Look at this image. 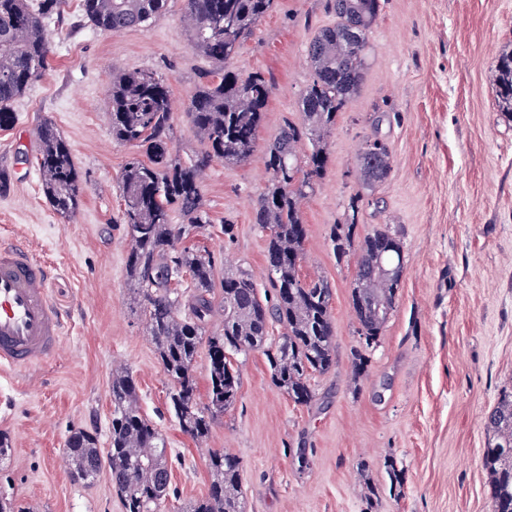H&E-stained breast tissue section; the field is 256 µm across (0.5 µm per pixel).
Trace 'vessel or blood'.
Listing matches in <instances>:
<instances>
[{
  "mask_svg": "<svg viewBox=\"0 0 512 512\" xmlns=\"http://www.w3.org/2000/svg\"><path fill=\"white\" fill-rule=\"evenodd\" d=\"M49 270L21 244L0 245V366L21 369L59 349L61 316L48 288Z\"/></svg>",
  "mask_w": 512,
  "mask_h": 512,
  "instance_id": "vessel-or-blood-1",
  "label": "vessel or blood"
}]
</instances>
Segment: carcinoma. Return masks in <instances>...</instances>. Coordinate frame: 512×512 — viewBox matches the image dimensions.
Masks as SVG:
<instances>
[{"mask_svg":"<svg viewBox=\"0 0 512 512\" xmlns=\"http://www.w3.org/2000/svg\"><path fill=\"white\" fill-rule=\"evenodd\" d=\"M168 0H80L92 27L117 33L155 19ZM62 0H0V129L14 125L11 105L48 66L51 41L46 22L60 13ZM273 0H184L183 21L194 47L211 63L185 105L191 124L207 149L189 161L172 155V102L156 73L140 70L112 76L108 90L112 139L142 149L146 159L129 160L120 179V223L128 226L127 273L168 381L169 402L183 433L205 439L239 388L234 357L262 351L273 383L298 405L317 400L310 380L335 362L332 292L322 279L305 281L300 263L307 238L300 203L315 188L326 165L324 135L363 77L367 33L379 0H332L336 23L320 29L308 46L312 80L301 95L303 124L291 122L267 146L270 178L255 206V223L266 233V263L272 295L262 299L246 269L222 281V332L205 335L215 311L212 301L215 260L211 252L184 245L190 232L211 223L202 203L200 181L215 158L229 163L253 152L263 125L272 85L256 73L242 80L229 60L272 8ZM500 111L512 117V52L498 61ZM312 151L301 158L303 139ZM36 156L45 198L61 216L72 219L81 206V177L71 150L54 124L37 130ZM365 141L360 169L369 184L386 179L389 151L371 154ZM355 222L335 224L330 241L337 258L358 249L352 301L365 347L377 344L395 307L402 273V246L388 227L354 242ZM278 323L285 332L270 336ZM208 361L207 403L196 399L194 364L201 349ZM112 420L108 455L112 483L128 489L125 512H157L170 490L167 444L143 414L133 377L112 373ZM496 433L483 455L490 471L494 512H512V393L501 395L488 417ZM67 458L72 475L88 480L99 474L103 457L98 438L73 432ZM211 482L190 512H242L239 461L222 451L208 457Z\"/></svg>","mask_w":512,"mask_h":512,"instance_id":"1","label":"carcinoma"}]
</instances>
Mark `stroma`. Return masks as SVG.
I'll use <instances>...</instances> for the list:
<instances>
[{"instance_id": "35a3bbf8", "label": "stroma", "mask_w": 512, "mask_h": 512, "mask_svg": "<svg viewBox=\"0 0 512 512\" xmlns=\"http://www.w3.org/2000/svg\"><path fill=\"white\" fill-rule=\"evenodd\" d=\"M65 0L50 23L48 67L0 129V235L28 247L50 270L64 319L56 355L0 370V497L24 512H123L108 471L72 480L66 442L95 433L107 448L109 383L116 368L136 381L142 411L167 442L170 494L158 512H185L210 485L208 455L240 462L244 512H492L482 455L486 422L512 390V121L498 110L496 62L512 51V0H380L367 35L356 94L326 138L327 163L301 212L308 235L300 274L332 290L335 364L313 376L318 400L301 406L276 387L265 356L239 357L235 401L196 442L170 411L168 380L128 295L129 235L119 221V178L135 147L115 142L105 90L117 71L152 70L174 102L173 155L206 146L184 109L210 63L169 0L150 24L108 34L81 22ZM336 17L329 0H274L228 67L273 86L251 157L213 161L201 183L211 222L188 243L213 253L217 275L249 270L271 293L266 236L254 222L269 174L266 146L285 122L301 123L312 79L307 47ZM52 122L82 177L76 221L43 195L38 126ZM391 152L388 178L366 186L364 140ZM357 236L386 226L400 240L403 273L395 308L352 375L359 347L352 303L357 255L337 258L332 225ZM403 472L392 484L388 463Z\"/></svg>"}]
</instances>
